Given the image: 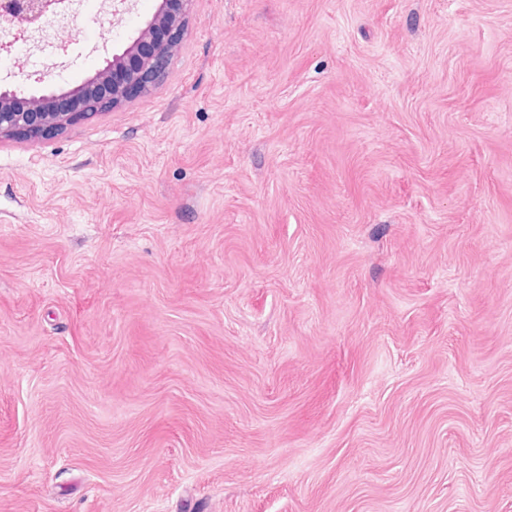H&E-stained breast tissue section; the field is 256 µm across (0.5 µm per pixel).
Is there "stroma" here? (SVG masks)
<instances>
[{
	"instance_id": "stroma-1",
	"label": "stroma",
	"mask_w": 512,
	"mask_h": 512,
	"mask_svg": "<svg viewBox=\"0 0 512 512\" xmlns=\"http://www.w3.org/2000/svg\"><path fill=\"white\" fill-rule=\"evenodd\" d=\"M0 512H512V0H195L150 93L1 140Z\"/></svg>"
}]
</instances>
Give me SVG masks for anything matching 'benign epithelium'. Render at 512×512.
I'll return each mask as SVG.
<instances>
[{
    "label": "benign epithelium",
    "instance_id": "7a95c632",
    "mask_svg": "<svg viewBox=\"0 0 512 512\" xmlns=\"http://www.w3.org/2000/svg\"><path fill=\"white\" fill-rule=\"evenodd\" d=\"M194 0H160L152 17L120 53L81 84L28 98L0 88V139L40 140L62 133L81 117L115 110L149 92L165 77L188 26ZM61 0H0V29L11 37L32 33L60 11Z\"/></svg>",
    "mask_w": 512,
    "mask_h": 512
}]
</instances>
